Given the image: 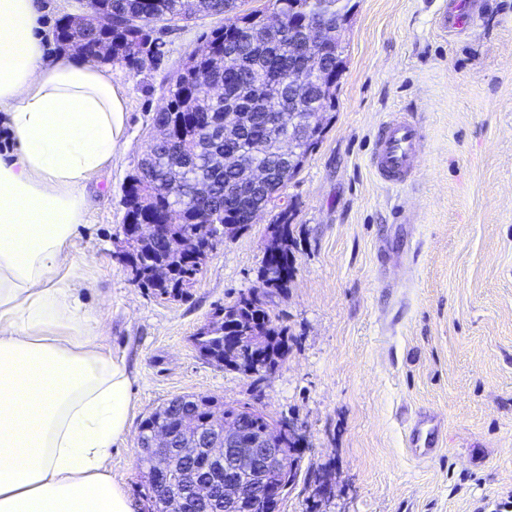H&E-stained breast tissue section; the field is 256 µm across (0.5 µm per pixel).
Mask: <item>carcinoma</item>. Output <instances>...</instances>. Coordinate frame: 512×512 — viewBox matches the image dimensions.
<instances>
[{"instance_id":"cac0c4a2","label":"carcinoma","mask_w":512,"mask_h":512,"mask_svg":"<svg viewBox=\"0 0 512 512\" xmlns=\"http://www.w3.org/2000/svg\"><path fill=\"white\" fill-rule=\"evenodd\" d=\"M273 10L301 21L311 12L336 13V0H268ZM93 21L78 27L67 16L58 21L56 38L70 45L84 43V59L98 63H120L131 69L144 58L158 59L164 54L158 33L165 23L188 19L184 0H86ZM237 0H197L196 11L226 14L224 25L212 29L204 45L189 54L180 68L167 80V105L154 118L156 128L165 129L170 139L155 144L137 169L143 173L129 176L123 188L122 203L126 224H172L174 232L191 234L215 248L247 227L245 210L251 203L243 198L230 167L210 164L219 151L234 156L240 163H262L275 171L262 196L272 213V224L283 225L280 261L288 279L268 291L243 293L235 303L220 308L223 323L194 337L199 353L210 362L237 370L246 362L278 363L288 345L286 328L279 325L267 306L266 297L288 287L295 271L296 240L292 235L293 207L277 203L281 191L295 177L286 171L276 149L277 134L268 129L262 134L246 129L235 139L224 137V113H245L253 120L261 112H274L280 106L288 110V27L270 33L266 30L265 11L252 9L238 14ZM336 85L316 89L297 105L301 119L316 118L319 133H324L326 112L335 107ZM204 181L210 195L204 200L192 197L193 184ZM130 247L140 261V268L150 271L139 287L150 288L160 296L177 299L188 294L168 282L171 270L188 276L193 283L201 267L187 263L152 240L135 239ZM209 414L208 397L197 401L179 396L161 405L140 425L143 434L158 422L169 426L186 423L197 429L205 427ZM209 464L208 452L189 453L174 460L175 473L169 477L166 493L172 496L183 489L184 467ZM143 498L152 500L153 487L147 472L153 461L140 458ZM210 478L217 487L216 501L199 506L193 512H224V468H212Z\"/></svg>"}]
</instances>
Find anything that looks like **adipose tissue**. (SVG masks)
<instances>
[{"label": "adipose tissue", "instance_id": "ef3b65f1", "mask_svg": "<svg viewBox=\"0 0 512 512\" xmlns=\"http://www.w3.org/2000/svg\"><path fill=\"white\" fill-rule=\"evenodd\" d=\"M39 0H0V512H135L109 473L131 377L102 343L72 255L83 186L121 144L124 102L79 58L44 63Z\"/></svg>", "mask_w": 512, "mask_h": 512}]
</instances>
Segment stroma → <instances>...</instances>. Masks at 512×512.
Listing matches in <instances>:
<instances>
[{"mask_svg":"<svg viewBox=\"0 0 512 512\" xmlns=\"http://www.w3.org/2000/svg\"><path fill=\"white\" fill-rule=\"evenodd\" d=\"M84 2L39 0L46 62L64 51L58 19ZM440 2L351 0L336 105L283 193L296 270L269 307L290 341L259 384L208 363L193 338L217 307L259 289L269 215L210 252L180 300L138 287L123 258L122 187L149 147L166 78L224 18L170 22L158 64H104L124 98V138L86 184L74 257L87 265L81 296L103 343L132 377L130 430L109 456L132 497L141 421L206 394L303 426L280 512H479L512 498V0H477L478 18L448 36L434 24ZM404 110L424 152L414 178L390 186L369 154L379 125ZM421 410L442 425L431 459L407 442Z\"/></svg>","mask_w":512,"mask_h":512,"instance_id":"35a3bbf8","label":"stroma"}]
</instances>
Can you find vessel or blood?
<instances>
[{
  "label": "vessel or blood",
  "mask_w": 512,
  "mask_h": 512,
  "mask_svg": "<svg viewBox=\"0 0 512 512\" xmlns=\"http://www.w3.org/2000/svg\"><path fill=\"white\" fill-rule=\"evenodd\" d=\"M473 0H448L439 8L435 21L441 32L463 29L474 19ZM422 137L417 121L408 114H392L382 125L371 153L375 174L385 183L402 184L414 177L422 154ZM440 427L433 417L419 416L410 427V444L416 456L429 458L437 450Z\"/></svg>",
  "instance_id": "obj_1"
}]
</instances>
